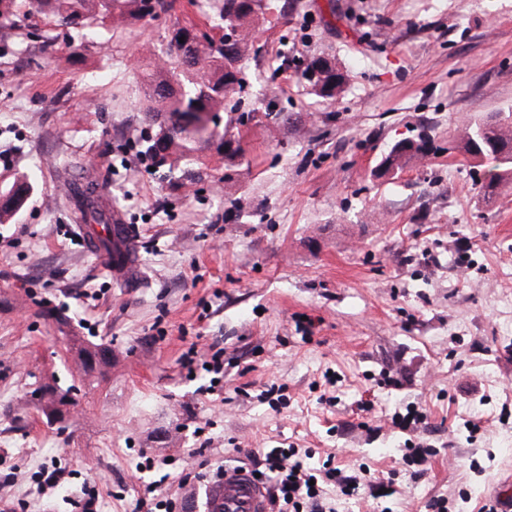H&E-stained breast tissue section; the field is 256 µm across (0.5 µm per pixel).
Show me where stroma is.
Here are the masks:
<instances>
[{
    "mask_svg": "<svg viewBox=\"0 0 512 512\" xmlns=\"http://www.w3.org/2000/svg\"><path fill=\"white\" fill-rule=\"evenodd\" d=\"M275 4L252 29L264 51L244 108L272 92L293 122L252 126L229 181L204 145L179 189L134 147L148 129L136 70L172 17L74 40L0 25V190L32 185L0 223V512H83L89 488L97 512H140L160 478L188 506L217 471L283 443L360 474L356 496L326 486L335 512H430L436 498L477 512L512 478V178L483 196L489 163L445 151L379 169L420 128L445 148L467 121L512 114V0ZM319 54L347 74L336 100L298 76ZM88 182L133 233L137 287L85 249ZM215 344L224 387L209 395L181 356ZM100 345L110 362L85 368ZM384 371L401 386L379 385ZM272 383L289 398L277 413L258 400ZM44 385L69 390L64 423H47ZM409 406L429 425L408 435L390 418ZM409 439L435 450L418 473ZM143 451L165 467L140 473ZM51 464L69 477L45 491ZM388 480L394 494L374 498Z\"/></svg>",
    "mask_w": 512,
    "mask_h": 512,
    "instance_id": "stroma-1",
    "label": "stroma"
}]
</instances>
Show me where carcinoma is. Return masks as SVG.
Here are the masks:
<instances>
[{"label": "carcinoma", "instance_id": "cac0c4a2", "mask_svg": "<svg viewBox=\"0 0 512 512\" xmlns=\"http://www.w3.org/2000/svg\"><path fill=\"white\" fill-rule=\"evenodd\" d=\"M16 0H0V24H17L28 18H38L57 27H65L81 37H86L107 22L121 25L129 19L157 17L172 14L175 0H24L26 10L14 9ZM219 23L213 28L220 31L218 39L208 42L198 40L196 25L175 20L169 31V40L162 55L169 61L143 69L138 77L145 87L149 105L146 111L152 119L162 117L159 131L152 137L142 138L143 155L154 167L196 163L202 143L219 138L224 148V168L230 169L242 156L241 127L246 125L251 113H238L241 102L233 98L247 91L250 86L247 62L260 48L250 40L253 24L266 19L272 10L271 0H215ZM184 42H179V38ZM300 79L312 94L324 99L338 96L346 82L344 72L336 62L326 56H312L301 64ZM228 114L220 125V113ZM224 131H218L219 127ZM479 145L492 168L487 172L481 189L483 195L495 194L500 182L512 174V156L503 157L498 152L512 147V118L478 119L468 122L454 148L466 155L473 145ZM440 151L434 139L426 133L408 140L401 152H390L381 161L386 169H398L403 159L428 156ZM29 192L26 186H16L0 192V222L3 216L21 208ZM97 187L86 185L81 220L108 223V217L96 204Z\"/></svg>", "mask_w": 512, "mask_h": 512}]
</instances>
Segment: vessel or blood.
<instances>
[{
    "label": "vessel or blood",
    "mask_w": 512,
    "mask_h": 512,
    "mask_svg": "<svg viewBox=\"0 0 512 512\" xmlns=\"http://www.w3.org/2000/svg\"><path fill=\"white\" fill-rule=\"evenodd\" d=\"M106 233L105 226L101 225L87 235L88 253L103 263L115 279L125 284L134 283L138 277L139 258L130 235H123L119 252L110 254L98 246L99 237ZM206 512H270L266 487L246 472L225 470L223 478L208 494Z\"/></svg>",
    "instance_id": "b4317fda"
}]
</instances>
